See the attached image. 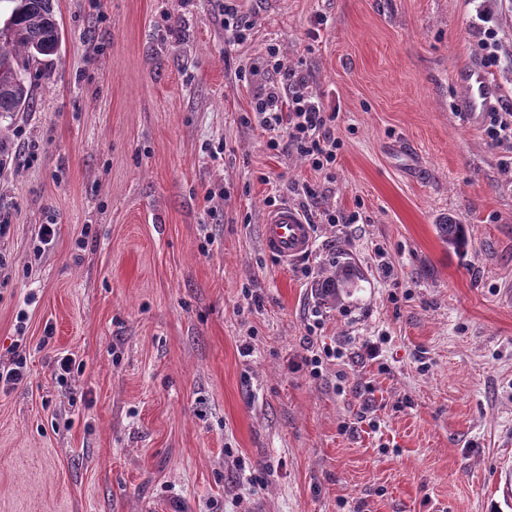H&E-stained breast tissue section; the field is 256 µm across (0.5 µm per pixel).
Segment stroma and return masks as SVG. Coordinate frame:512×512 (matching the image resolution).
<instances>
[{"mask_svg": "<svg viewBox=\"0 0 512 512\" xmlns=\"http://www.w3.org/2000/svg\"><path fill=\"white\" fill-rule=\"evenodd\" d=\"M476 8L243 0L233 46L212 0H54L35 108L0 120V363L27 359L0 388V512H512V174L459 110ZM291 71L337 112L335 168L265 145L253 98ZM274 194L313 223L289 264L262 244ZM342 264L359 285L331 305ZM436 230L442 241L448 245V248L460 252L466 246L463 224H453V222L450 221L448 224L437 225ZM355 279H359L356 273L348 268H339L325 277L321 288L325 291L322 293L324 301L327 299L336 301L339 299L340 292H347L346 288H356ZM26 365V357L20 353L8 365H0V384L8 388L20 384L25 378Z\"/></svg>", "mask_w": 512, "mask_h": 512, "instance_id": "35a3bbf8", "label": "stroma"}]
</instances>
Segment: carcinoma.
Listing matches in <instances>:
<instances>
[{
	"instance_id": "obj_1",
	"label": "carcinoma",
	"mask_w": 512,
	"mask_h": 512,
	"mask_svg": "<svg viewBox=\"0 0 512 512\" xmlns=\"http://www.w3.org/2000/svg\"><path fill=\"white\" fill-rule=\"evenodd\" d=\"M13 4L10 15L0 28V118H11L34 106V96L27 81V63L38 56L55 54L61 34L55 18L53 0H5ZM448 248L457 252L466 246L464 225L448 222L436 225ZM356 273L339 268L326 276L322 297L331 301L340 293L356 287Z\"/></svg>"
}]
</instances>
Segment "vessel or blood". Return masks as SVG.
<instances>
[{
	"label": "vessel or blood",
	"mask_w": 512,
	"mask_h": 512,
	"mask_svg": "<svg viewBox=\"0 0 512 512\" xmlns=\"http://www.w3.org/2000/svg\"><path fill=\"white\" fill-rule=\"evenodd\" d=\"M460 80L467 94L460 104L471 124L483 122L486 107L496 90L483 70L477 67L462 71ZM265 249L283 261H293L308 253L312 244V229L293 207L284 205L268 211L262 225Z\"/></svg>",
	"instance_id": "1"
}]
</instances>
